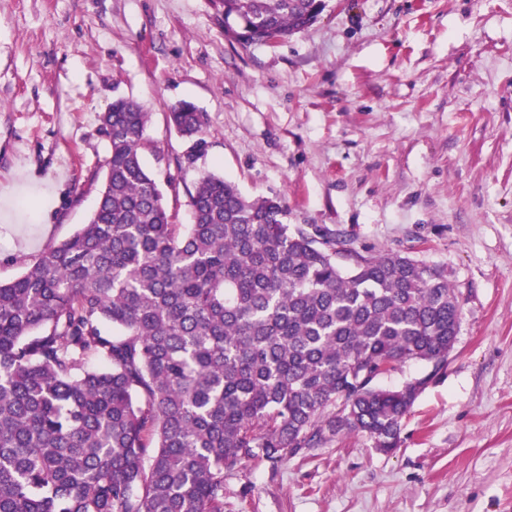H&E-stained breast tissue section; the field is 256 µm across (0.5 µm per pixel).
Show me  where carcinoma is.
<instances>
[{"instance_id": "carcinoma-1", "label": "carcinoma", "mask_w": 512, "mask_h": 512, "mask_svg": "<svg viewBox=\"0 0 512 512\" xmlns=\"http://www.w3.org/2000/svg\"><path fill=\"white\" fill-rule=\"evenodd\" d=\"M246 44L326 0H214ZM204 153V113L172 108ZM149 114L119 98L88 224L0 282V512H224V474L356 433L399 447L442 370L461 303L445 270L336 248L208 173L175 223L142 160ZM349 261L343 265L338 258ZM415 361L396 387L379 381Z\"/></svg>"}]
</instances>
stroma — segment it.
<instances>
[{"label": "stroma", "instance_id": "obj_1", "mask_svg": "<svg viewBox=\"0 0 512 512\" xmlns=\"http://www.w3.org/2000/svg\"><path fill=\"white\" fill-rule=\"evenodd\" d=\"M189 223L202 173L279 197L291 225L445 269L448 363L384 453L360 435L248 462L224 512H512V0H328L240 43L212 0H0V281L88 223L118 98ZM206 116L205 154L169 122ZM170 119L177 133L191 143L183 162L194 164L206 148V141L200 137L206 124L204 113L197 112L192 103L183 101L172 108Z\"/></svg>", "mask_w": 512, "mask_h": 512}]
</instances>
